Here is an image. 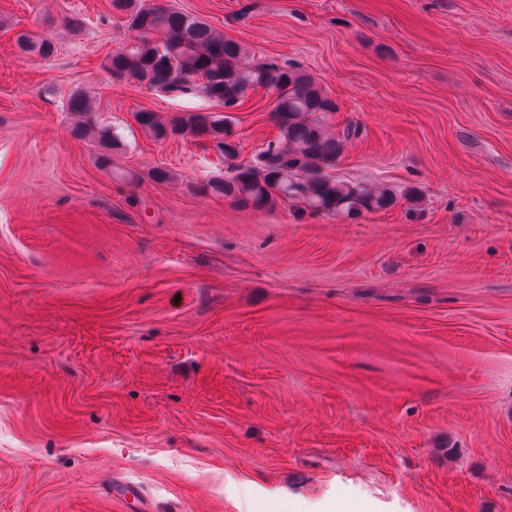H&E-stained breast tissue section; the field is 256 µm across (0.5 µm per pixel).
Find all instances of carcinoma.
Segmentation results:
<instances>
[{
  "label": "carcinoma",
  "mask_w": 512,
  "mask_h": 512,
  "mask_svg": "<svg viewBox=\"0 0 512 512\" xmlns=\"http://www.w3.org/2000/svg\"><path fill=\"white\" fill-rule=\"evenodd\" d=\"M112 8L125 16L132 33L108 57L112 81L177 94L200 88L223 105L222 112H182L164 118L141 109L134 115L140 129L156 140L188 136L216 147L224 156L227 175L207 182L204 191L246 208L272 210L289 204L299 219L311 214L358 218L391 209L402 198L409 211H421V195L414 189L399 197L379 180L362 182L334 174L357 131H336L332 123L336 102L308 71L260 63L248 45L224 37L190 14L150 7L143 0H112ZM17 44L21 51L43 58L54 53L51 41L27 34L19 35ZM258 88L274 94L271 113L278 135L254 162L239 163V145L227 113ZM68 111L74 130L91 137L103 163L111 164L112 155L122 151L124 143L112 128L96 121L93 103L77 93Z\"/></svg>",
  "instance_id": "carcinoma-1"
}]
</instances>
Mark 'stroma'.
<instances>
[{
	"mask_svg": "<svg viewBox=\"0 0 512 512\" xmlns=\"http://www.w3.org/2000/svg\"><path fill=\"white\" fill-rule=\"evenodd\" d=\"M146 2L311 73L358 131L337 176L422 211L203 192L217 149L132 114L217 106L112 82V0H0V512H139L114 482L151 512H512V0ZM270 109L231 113L240 161ZM68 111L73 119L75 131L90 136L99 149L105 165H110L112 155L124 149L121 138L111 127L100 125L94 118L95 106L84 95L77 93L69 101Z\"/></svg>",
	"mask_w": 512,
	"mask_h": 512,
	"instance_id": "obj_1",
	"label": "stroma"
}]
</instances>
